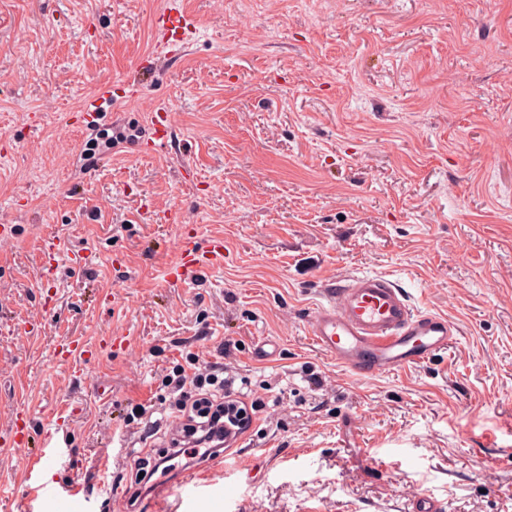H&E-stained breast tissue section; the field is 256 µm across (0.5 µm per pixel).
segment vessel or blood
Instances as JSON below:
<instances>
[{
    "label": "vessel or blood",
    "instance_id": "b4317fda",
    "mask_svg": "<svg viewBox=\"0 0 512 512\" xmlns=\"http://www.w3.org/2000/svg\"><path fill=\"white\" fill-rule=\"evenodd\" d=\"M153 28L170 57L181 55L197 34L193 19L174 2L154 16ZM111 95V82H94L75 125L90 128L99 101ZM152 124L155 137L149 151L167 149L172 141L169 112L156 109ZM223 259V240L202 248L193 236H182L168 279L173 284L189 279L201 268ZM323 294L325 301L311 317L308 332L320 349L360 377H375L427 361L446 349L456 332L446 316L415 313L400 288L382 275L363 274L331 282ZM27 421L26 412H17L10 431L0 434V468H7L17 456L25 462L23 512H87L79 483L61 489L45 480V472L59 460V443L50 439L40 448H31Z\"/></svg>",
    "mask_w": 512,
    "mask_h": 512
}]
</instances>
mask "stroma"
I'll return each instance as SVG.
<instances>
[{
    "label": "stroma",
    "mask_w": 512,
    "mask_h": 512,
    "mask_svg": "<svg viewBox=\"0 0 512 512\" xmlns=\"http://www.w3.org/2000/svg\"><path fill=\"white\" fill-rule=\"evenodd\" d=\"M164 2L0 0V431L30 406L31 446L62 445L48 479L128 512L157 450L127 407L163 410L200 357L262 406L195 512H512V0H185L195 41L104 117L139 140L81 172L69 119L157 52ZM161 103L176 139L148 155ZM187 233L224 262L172 285ZM362 274L448 316L447 350L360 378L315 345L322 286ZM64 336L95 355L58 364Z\"/></svg>",
    "instance_id": "35a3bbf8"
}]
</instances>
